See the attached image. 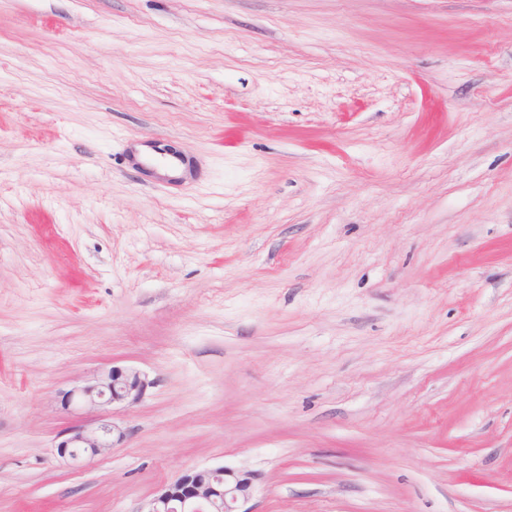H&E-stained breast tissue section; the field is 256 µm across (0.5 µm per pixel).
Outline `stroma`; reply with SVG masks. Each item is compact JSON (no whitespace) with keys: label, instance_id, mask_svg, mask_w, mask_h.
Returning a JSON list of instances; mask_svg holds the SVG:
<instances>
[{"label":"stroma","instance_id":"stroma-1","mask_svg":"<svg viewBox=\"0 0 512 512\" xmlns=\"http://www.w3.org/2000/svg\"><path fill=\"white\" fill-rule=\"evenodd\" d=\"M219 466L248 512H512V0H0V512ZM150 382L140 371L124 366H112L91 384L76 386L63 393L66 409L104 410L107 406L134 404L146 392ZM57 445L61 458L77 463L93 458L107 448H112L125 437V432L105 414L97 415L88 424H78L66 429Z\"/></svg>","mask_w":512,"mask_h":512}]
</instances>
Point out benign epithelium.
I'll list each match as a JSON object with an SVG mask.
<instances>
[{
  "label": "benign epithelium",
  "instance_id": "obj_1",
  "mask_svg": "<svg viewBox=\"0 0 512 512\" xmlns=\"http://www.w3.org/2000/svg\"><path fill=\"white\" fill-rule=\"evenodd\" d=\"M149 386L144 374L124 366H112L95 380L63 393L65 408L99 410L88 424L69 427L57 445L60 457L77 463L112 448L125 432L102 410L110 405L134 404ZM260 474L231 467L190 470L159 488L146 503L144 512H241L240 506L254 495Z\"/></svg>",
  "mask_w": 512,
  "mask_h": 512
}]
</instances>
